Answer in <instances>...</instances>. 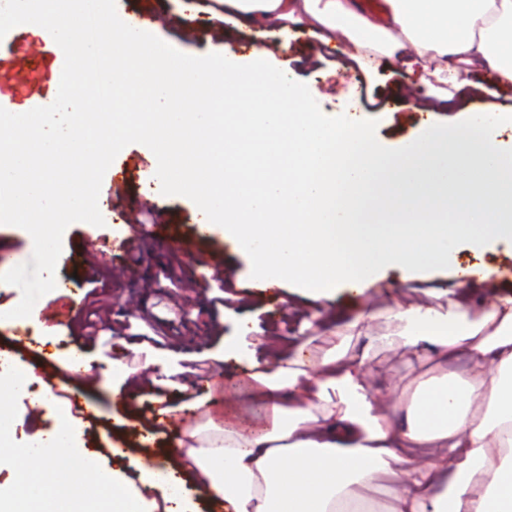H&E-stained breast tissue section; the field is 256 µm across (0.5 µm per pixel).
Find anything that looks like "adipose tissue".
Listing matches in <instances>:
<instances>
[{"label": "adipose tissue", "mask_w": 512, "mask_h": 512, "mask_svg": "<svg viewBox=\"0 0 512 512\" xmlns=\"http://www.w3.org/2000/svg\"><path fill=\"white\" fill-rule=\"evenodd\" d=\"M221 3L236 27L277 20L325 44L345 36L362 69L385 59L453 82L458 65H479L495 84H512V0H389L384 27L352 0ZM103 25L119 44L104 78L119 88L137 72L144 84L128 111H66L53 120L60 170L35 163L43 123L26 128L1 117L0 178L24 173L8 213L35 214L48 197L61 213L82 205L57 195L60 178L89 175L81 132H108L104 146L113 151L134 132L162 146L176 184L193 189L210 231L249 254L258 282L294 280L316 301L341 285L362 292L382 266L427 269L452 261L462 242L477 254L512 242V142L504 138L512 114L473 112L388 148L352 119L324 124L293 79L266 68V49L228 43L217 61L166 62L123 19L108 15ZM199 96L224 101L228 112L184 111ZM442 204L450 207L443 216ZM478 277L475 267L459 268L447 304L399 308L372 337V347L400 344L416 355L399 395L402 421L380 410L373 358L341 326L276 363L250 362L249 386L268 415L262 430L211 423L185 431L177 445L192 469L162 477L148 462L141 484L161 494L164 512H188L176 486L224 512H370V495L382 487L386 512H512V297L469 320ZM460 352L469 369L448 374L444 361ZM38 440L47 451L36 467L14 469L17 502L34 497L64 512L75 494L106 489L114 508L128 505L121 476L76 489L58 478V452L81 448L78 430Z\"/></svg>", "instance_id": "ef3b65f1"}]
</instances>
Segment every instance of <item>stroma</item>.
I'll return each instance as SVG.
<instances>
[{
	"mask_svg": "<svg viewBox=\"0 0 512 512\" xmlns=\"http://www.w3.org/2000/svg\"><path fill=\"white\" fill-rule=\"evenodd\" d=\"M105 3L121 18L137 14L156 18L150 34L170 48L174 59L221 58L228 38L245 49L264 47L272 53L271 66L292 71L302 92L314 98L325 124H336L345 112L362 116L390 146L418 136L427 116L444 125L449 115L481 111L491 99L501 111H512V86L488 96L486 88L494 78L482 68L459 66L458 80L466 85V92L449 91L447 101L440 103L431 74L389 63L381 64L374 74L349 67L348 42L325 46L305 30L285 31L278 25L227 31L215 13L214 0ZM83 46L78 39L63 47L50 32L27 31L15 24L0 29V97L20 109L31 96L52 95L59 81L73 77L76 54ZM425 105L430 115H423ZM163 161L153 144L133 135L121 150L100 155L90 183L61 180L59 196L79 194L87 204L57 221L54 203H45L35 220L51 237V251L40 247L26 223L0 220V347H10L16 325L11 314L19 309L29 321L32 338L55 357L80 350L99 367L118 352L132 359L128 347L135 344L145 352L169 353L178 365L177 381L159 389L133 382L117 400L101 382H87L81 373H62L53 402H71L70 416L79 425L86 447L95 449L94 469L101 473L130 472L149 458L169 464V428H156L154 443L145 445L138 436L140 425L152 419L159 400L178 404L189 390L203 396L202 379L241 377L245 363L218 360L225 343L236 340L238 322L249 321L255 335L272 337L283 346L301 345L313 334L315 302L293 286L282 295L255 287L250 258L219 233L210 247L224 255L228 290L225 305L212 306L210 296L198 287L210 278V268L203 258L176 250L192 233L197 216L193 194L165 181L154 186L143 181L145 169L161 167ZM116 174L123 177L124 200L135 201V208H114L109 187ZM156 222L170 224V241L156 244L133 239L124 276H117L118 259L109 252L90 256L87 269L75 267L71 259L87 236H111L123 233L130 224ZM49 264L55 266L59 279L69 282L70 292L46 288L43 270ZM483 275L494 281L495 288H479L471 308L475 316L499 298L512 296V246L501 243L487 252ZM452 283L451 271L444 268L412 277L387 269L365 294L340 288L327 305L332 313L348 318L368 306L382 312L401 303H435ZM132 294L140 306L130 316L122 305ZM49 307L67 311V323L47 325L42 312ZM0 424L21 444L37 432L55 429L58 420L47 409L33 413L27 399L18 397L0 404Z\"/></svg>",
	"mask_w": 512,
	"mask_h": 512,
	"instance_id": "1",
	"label": "stroma"
}]
</instances>
